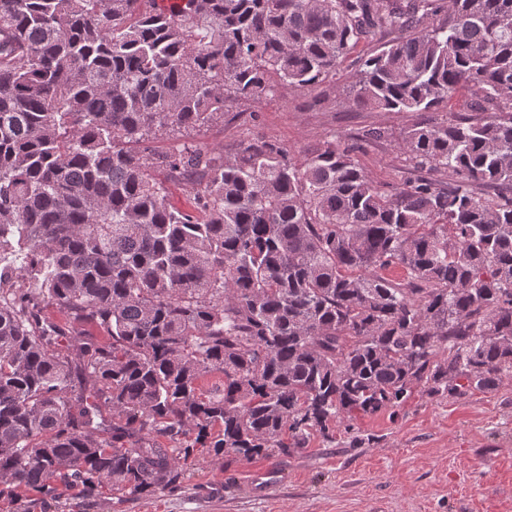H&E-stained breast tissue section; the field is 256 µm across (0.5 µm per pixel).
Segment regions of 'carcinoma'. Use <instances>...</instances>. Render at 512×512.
Masks as SVG:
<instances>
[{"label":"carcinoma","mask_w":512,"mask_h":512,"mask_svg":"<svg viewBox=\"0 0 512 512\" xmlns=\"http://www.w3.org/2000/svg\"><path fill=\"white\" fill-rule=\"evenodd\" d=\"M452 2L439 20L435 0H0L9 512L22 487L150 495L200 448L301 451L416 392L512 378V0ZM385 33L352 104L444 113L400 135L421 174L394 191L336 140L300 162L184 139ZM463 90L482 116L448 111Z\"/></svg>","instance_id":"carcinoma-1"}]
</instances>
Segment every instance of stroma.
I'll use <instances>...</instances> for the list:
<instances>
[{
    "label": "stroma",
    "instance_id": "35a3bbf8",
    "mask_svg": "<svg viewBox=\"0 0 512 512\" xmlns=\"http://www.w3.org/2000/svg\"><path fill=\"white\" fill-rule=\"evenodd\" d=\"M373 48L361 42L316 90L247 104L189 138L229 153L265 136L302 160L339 137L355 144V160L383 189L402 185L416 172L396 140L429 115L349 103L360 59ZM374 128L385 139L367 138ZM22 497L33 512H512V380L463 397H414L399 415L358 417L337 427L335 440L317 436L299 452L245 460L202 451L180 486L151 496L71 489L57 500Z\"/></svg>",
    "mask_w": 512,
    "mask_h": 512
}]
</instances>
